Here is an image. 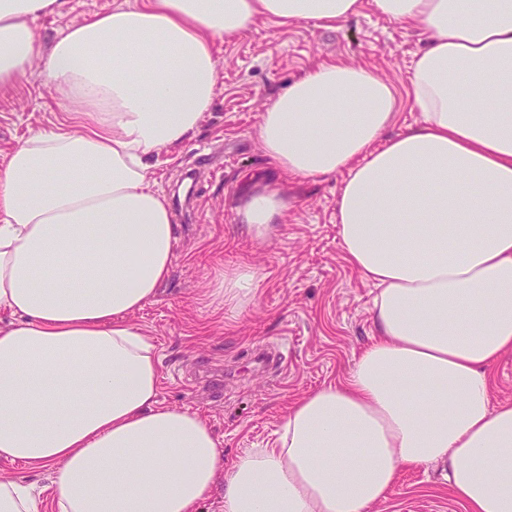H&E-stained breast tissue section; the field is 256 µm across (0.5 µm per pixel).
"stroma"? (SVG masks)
Returning a JSON list of instances; mask_svg holds the SVG:
<instances>
[{"mask_svg": "<svg viewBox=\"0 0 512 512\" xmlns=\"http://www.w3.org/2000/svg\"><path fill=\"white\" fill-rule=\"evenodd\" d=\"M124 0H65L38 21L43 44L67 25ZM419 48L414 31L372 9L327 29L313 21L285 29L261 24L217 47L222 76L214 103L186 145L154 160L157 187L171 199L178 239L171 276L133 322L151 336L162 361L161 400L204 414L232 464L272 443L288 404L336 380L374 334L373 286L344 259L336 227L342 176L287 182L254 137L263 107L289 82L331 60L371 67L396 89L400 123L416 120L404 94ZM67 105L51 97L39 69L0 90V164L11 148L55 121ZM288 187V217L263 242L238 220L241 194L255 181ZM247 264L260 274L258 302L225 308L224 272ZM265 349L273 365L256 366ZM441 466L402 472L373 512H464ZM0 478L34 487L47 512L56 473L0 461Z\"/></svg>", "mask_w": 512, "mask_h": 512, "instance_id": "35a3bbf8", "label": "stroma"}]
</instances>
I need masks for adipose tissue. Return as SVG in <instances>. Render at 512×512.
Here are the masks:
<instances>
[{
	"instance_id": "ef3b65f1",
	"label": "adipose tissue",
	"mask_w": 512,
	"mask_h": 512,
	"mask_svg": "<svg viewBox=\"0 0 512 512\" xmlns=\"http://www.w3.org/2000/svg\"><path fill=\"white\" fill-rule=\"evenodd\" d=\"M417 32L395 89L319 64L278 92L255 136L293 180L343 174L344 258L375 287V334L338 381L294 400L269 448L232 465L204 417L164 405L161 360L131 317L169 277L177 227L149 160L186 143L220 78L216 42L262 22L332 28L364 4ZM61 0H0V86L39 65L73 102L0 168V460L58 470L51 512H370L400 472L446 465L465 512H512V0H138L43 46ZM288 214L257 185L237 208L255 241ZM258 272L224 273L256 304ZM495 402H512V353L505 354L494 368Z\"/></svg>"
}]
</instances>
